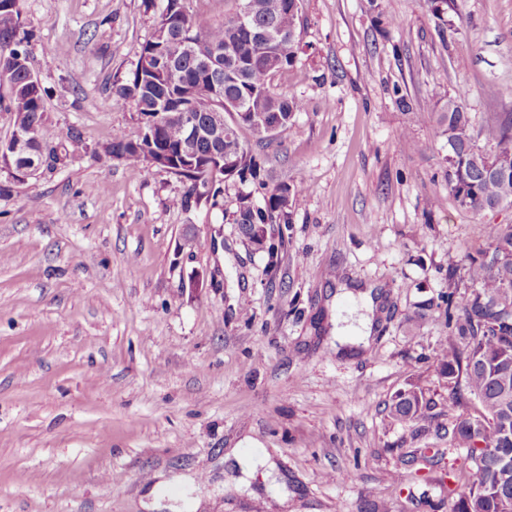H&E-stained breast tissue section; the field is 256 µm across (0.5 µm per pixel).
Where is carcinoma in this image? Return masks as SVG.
<instances>
[{"label":"carcinoma","instance_id":"carcinoma-1","mask_svg":"<svg viewBox=\"0 0 512 512\" xmlns=\"http://www.w3.org/2000/svg\"><path fill=\"white\" fill-rule=\"evenodd\" d=\"M180 0H164L163 10L156 21L158 26L173 28L175 42L166 47L171 53L178 45L206 39L226 49L247 50L249 33L235 22V15L224 18L221 24H210L192 15L180 16ZM256 22H274L283 33L272 56H257L246 61L240 76L232 79L224 71L215 70L211 77L223 84L224 97H188L183 90L167 85L162 75L140 81L139 73L118 86L116 92L132 101L141 119L142 131L158 136L160 142L175 150L185 137L181 123L167 119L155 124L156 98L164 95L166 112L174 115L189 107L205 119L208 113L224 109V102L237 101L256 90L272 88L278 99L264 103L267 120L286 128L296 113L305 109V103L294 95L277 90L276 78L293 67L304 53L298 39L289 37L298 24L299 0H257ZM32 34L23 24L15 26L10 40H0V83L8 86L7 109L13 116L14 129L32 132L29 152L11 156L17 167L24 166L30 157L46 154L53 165L57 161L54 146L65 142L77 149L81 135L73 127L62 130L48 122L44 110V87H29L23 68L16 67L15 59L25 51ZM441 133L448 137V184L460 206L476 213L494 211L512 206V119L505 118L487 124L483 135L488 147L475 144L473 120L457 98H448L447 110L438 115ZM118 155L124 162L141 165L140 156L132 148L131 139L123 133L113 135L104 149L105 157ZM237 177L240 181L265 183L259 180L260 166L245 149L235 154ZM188 182L185 198L212 194V205L219 204L221 183L206 189L209 174L204 171L184 173ZM308 191L305 185L277 186L264 196V205L256 206L251 195L238 199L235 223L250 243L275 254V246L268 242L267 225L276 223L288 214V206ZM486 247L469 256L464 289L448 292L445 300L448 319L449 347L443 351L441 373L454 385V396L448 408L464 407L468 397L477 400L475 413L460 414L440 426L448 435V445L466 449L469 464L462 472L467 492L454 501L451 512H512V224L485 225ZM464 349L456 348L457 342ZM433 401L423 388L411 386L396 394L388 404L389 416L400 421H422L433 418L429 414Z\"/></svg>","mask_w":512,"mask_h":512}]
</instances>
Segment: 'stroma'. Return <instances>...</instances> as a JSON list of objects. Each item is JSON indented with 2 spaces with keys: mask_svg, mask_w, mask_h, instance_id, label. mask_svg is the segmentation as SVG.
I'll return each mask as SVG.
<instances>
[{
  "mask_svg": "<svg viewBox=\"0 0 512 512\" xmlns=\"http://www.w3.org/2000/svg\"><path fill=\"white\" fill-rule=\"evenodd\" d=\"M306 107L240 141L267 187L306 183L276 258L187 182L102 158L140 118L144 0H20L49 122L83 147L26 184L0 172V512H449L464 449L389 417L415 382L448 411L449 270L487 224L448 186L438 112L512 117V0H300ZM471 48L457 63L455 41ZM380 293L368 347H336ZM436 456L435 466L418 463ZM403 483H396V474Z\"/></svg>",
  "mask_w": 512,
  "mask_h": 512,
  "instance_id": "35a3bbf8",
  "label": "stroma"
}]
</instances>
